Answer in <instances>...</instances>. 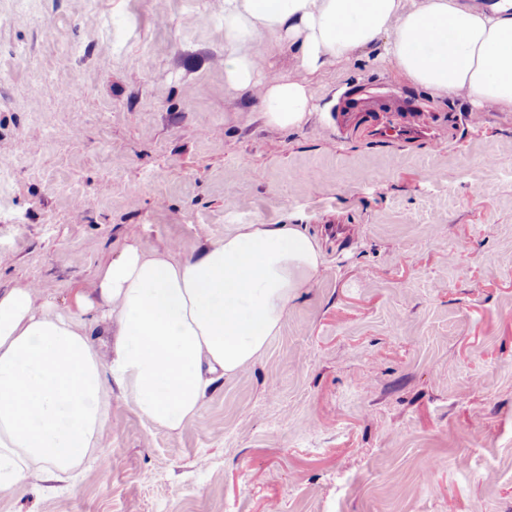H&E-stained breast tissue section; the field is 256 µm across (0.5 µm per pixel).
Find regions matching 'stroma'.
Listing matches in <instances>:
<instances>
[{
	"mask_svg": "<svg viewBox=\"0 0 512 512\" xmlns=\"http://www.w3.org/2000/svg\"><path fill=\"white\" fill-rule=\"evenodd\" d=\"M256 54L230 89L224 0H0L1 291L74 311L124 247L184 256L241 224L324 253L195 421L113 397L84 472L0 512H512V109L436 98L378 44L310 73L287 43ZM269 79L304 82L302 125L265 123ZM350 88L423 100L430 133L338 131Z\"/></svg>",
	"mask_w": 512,
	"mask_h": 512,
	"instance_id": "stroma-1",
	"label": "stroma"
}]
</instances>
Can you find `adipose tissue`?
Listing matches in <instances>:
<instances>
[{
	"label": "adipose tissue",
	"instance_id": "ef3b65f1",
	"mask_svg": "<svg viewBox=\"0 0 512 512\" xmlns=\"http://www.w3.org/2000/svg\"><path fill=\"white\" fill-rule=\"evenodd\" d=\"M267 35L295 46L309 72L379 44L436 96L463 89L512 109V0L488 12L459 0H224L231 87L250 86ZM261 109L268 124L297 127L310 94L277 81ZM322 263L296 224H241L183 258L126 246L96 279V319L116 331L105 356L81 318L36 305L29 290L0 292V492L77 471L105 444L112 393L182 430L215 381L266 351Z\"/></svg>",
	"mask_w": 512,
	"mask_h": 512
}]
</instances>
